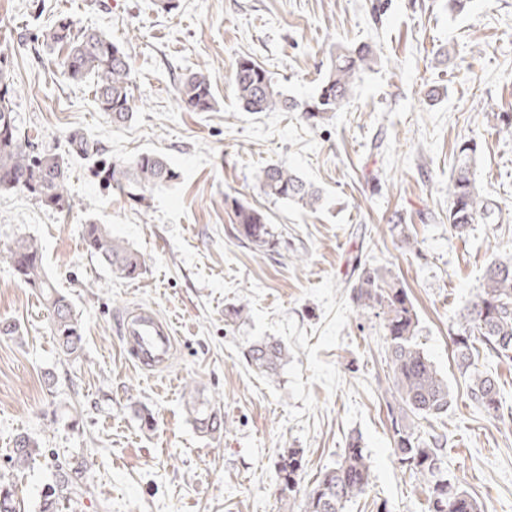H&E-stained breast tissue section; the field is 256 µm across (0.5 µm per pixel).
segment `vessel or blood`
Instances as JSON below:
<instances>
[{"mask_svg":"<svg viewBox=\"0 0 512 512\" xmlns=\"http://www.w3.org/2000/svg\"><path fill=\"white\" fill-rule=\"evenodd\" d=\"M120 336L123 351L131 362L151 371L165 369L175 349L169 324L143 307L123 316Z\"/></svg>","mask_w":512,"mask_h":512,"instance_id":"vessel-or-blood-1","label":"vessel or blood"}]
</instances>
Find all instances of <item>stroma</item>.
I'll return each instance as SVG.
<instances>
[{"label":"stroma","mask_w":512,"mask_h":512,"mask_svg":"<svg viewBox=\"0 0 512 512\" xmlns=\"http://www.w3.org/2000/svg\"><path fill=\"white\" fill-rule=\"evenodd\" d=\"M111 36L130 58L137 110L113 125L90 83L69 81L59 52L19 44L59 17ZM370 44L349 104L311 124L298 112L243 111L232 86L239 57L254 58L297 101L313 96L337 46ZM0 53L17 94V124L35 151L61 153L78 131L105 156H166L176 180L139 200L102 186L94 160L71 155V209L0 191V246L34 237L45 269L79 314V358L61 354L42 298L0 259V481L23 512H39L54 466L86 460L84 492L60 512H283L276 461L302 449L295 488L335 465L349 437L361 440L373 484L345 512H427L429 484L410 480L393 454L387 404L392 383L377 320L358 315L353 270L364 263L405 284L417 341L447 379V416L417 426L444 441L449 477L486 512H512V420L476 409L453 359L458 311L488 261L512 252V136L491 115L512 113V0H0ZM209 74L216 104L184 110L176 87ZM481 145L479 186L504 208L496 223L458 238L448 227V178L456 147ZM285 165L322 191L315 208L266 196L256 176ZM263 212L279 243L242 242L230 199ZM106 224L138 251L141 275L114 274L85 249L84 224ZM404 232H397V225ZM244 305L228 321V307ZM152 308L178 342L168 369L151 375L125 357L119 322ZM272 337L288 361L267 378L243 356ZM221 408L226 429L200 434L189 397ZM154 416L144 426L137 406ZM41 454L12 469L17 435Z\"/></svg>","instance_id":"1"}]
</instances>
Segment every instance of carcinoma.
<instances>
[{
    "instance_id": "cac0c4a2",
    "label": "carcinoma",
    "mask_w": 512,
    "mask_h": 512,
    "mask_svg": "<svg viewBox=\"0 0 512 512\" xmlns=\"http://www.w3.org/2000/svg\"><path fill=\"white\" fill-rule=\"evenodd\" d=\"M41 44L63 53L60 66L74 82L91 80L101 111L114 124L128 122L133 114L132 68L125 51L112 37L96 29L80 28L68 17L59 18L41 32ZM368 45L336 49L331 66L315 97L299 105L281 90L271 72L248 56L235 64L233 86L238 101L247 112L294 111L315 124L341 110L353 94L355 77L373 61ZM13 83L10 71L0 65V191H15L42 204L63 210L70 208L67 189V162L59 153H37L19 135L13 109ZM178 101L190 112H210L215 98L209 77L190 74L177 88ZM101 152L97 141L82 133L68 138V153L94 156ZM479 143L471 137L458 144L455 172L448 178V224L459 238L468 235L473 224H492L502 213L499 201L483 196L476 179ZM95 175L114 190L144 196L153 186L169 182L177 172L163 156L146 152L131 162L103 160ZM264 193L276 199L314 208L321 191L290 169L268 164L259 171ZM238 234L265 250L274 235L267 216L261 211L232 200ZM86 250L102 264L129 279L143 270L141 256L112 236L104 224L83 226ZM7 259L18 282L38 293L52 312V331L61 352L78 355L83 345L82 323L66 296L59 293L43 268L42 247L32 237H20L7 249ZM352 300L361 311L370 310L380 319L386 342L387 362L395 390V403L389 406L393 430V453L412 477L430 482L428 512H485L483 506L463 486L441 468L439 441L427 442L409 422L412 417H440L448 413L452 397L448 382L417 342L418 316L406 287L398 278L380 268H359L352 286ZM452 347L458 365L470 371L468 396L471 403L492 417H503V402L497 377L489 371L470 370L472 357L484 350L499 360L512 359V257L492 260L481 287L459 311ZM247 362L258 372L273 376L288 361V350L278 340L263 339L244 351ZM190 414L197 430L206 435L224 431V414L207 404L190 402ZM41 449L28 435L16 438L11 462L17 468L28 466ZM303 451L290 448L276 462L280 500L299 512H344L346 504L366 494L372 483L371 462L357 437H350L336 465L324 469L296 505L294 488L301 479ZM87 465L74 458L57 466L54 479L42 495L39 512H58L65 500L81 496ZM0 512H19L14 492L0 483Z\"/></svg>"
}]
</instances>
